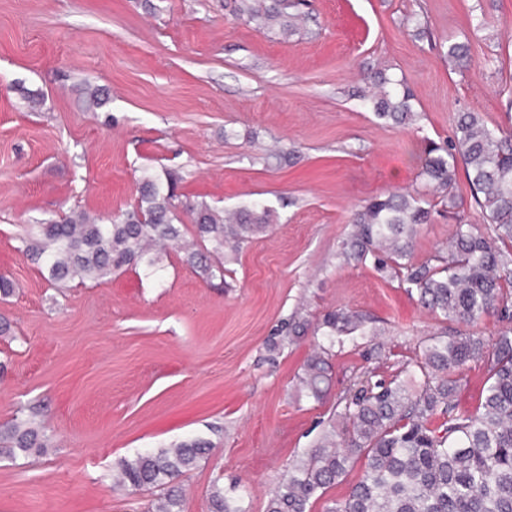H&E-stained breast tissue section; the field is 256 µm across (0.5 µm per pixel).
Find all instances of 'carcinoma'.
I'll list each match as a JSON object with an SVG mask.
<instances>
[{
  "label": "carcinoma",
  "instance_id": "1",
  "mask_svg": "<svg viewBox=\"0 0 512 512\" xmlns=\"http://www.w3.org/2000/svg\"><path fill=\"white\" fill-rule=\"evenodd\" d=\"M298 6V0H238L237 12L286 37L302 20ZM367 79L378 92L363 101L378 118L416 120L413 95L402 81L382 70ZM419 160L421 176L450 204L463 166L484 227L457 224L447 255L435 257L434 265L415 264L413 239L431 209L411 194L390 195L355 213L353 240L343 255L373 258L382 277L408 285L450 327L420 346L413 370L406 371L410 381L373 372L357 380L341 398L338 429L289 466L267 512H308L310 500L359 456L365 459L359 481L325 512H512V134L466 112L458 116L455 138L430 143ZM182 181L176 171L145 168L135 203L112 221L72 210L37 224L18 251L61 288L129 266L153 277L160 270L158 250L166 246L182 248L186 264L205 281H222L228 256L267 230L273 210L260 201L230 212L204 199L185 205ZM184 210L192 217L190 236L180 217ZM491 315L507 326L489 340L475 327ZM315 332L317 351L304 365L300 390L319 401L328 388L327 356L348 343L362 345L371 332L363 314L345 308L326 314ZM472 361L484 363L488 386L476 410L462 412L454 397ZM436 416L442 423L433 427ZM0 440L9 455L49 447L45 426L30 420L1 426ZM210 450L211 443L198 440L139 453L121 462L119 484L135 490L165 485L194 469ZM211 501L214 512H247L216 484Z\"/></svg>",
  "mask_w": 512,
  "mask_h": 512
}]
</instances>
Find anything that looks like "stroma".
Here are the masks:
<instances>
[{
    "instance_id": "obj_1",
    "label": "stroma",
    "mask_w": 512,
    "mask_h": 512,
    "mask_svg": "<svg viewBox=\"0 0 512 512\" xmlns=\"http://www.w3.org/2000/svg\"><path fill=\"white\" fill-rule=\"evenodd\" d=\"M236 0H0V425L48 424L44 453L0 456V512H152L159 489L117 491L122 460L204 440L176 479L181 512H211L213 484H240L266 512L282 473L336 420L368 369L392 376L441 318L372 263L342 260L353 214L394 192L430 201L413 261L446 254L457 222L482 223L465 176L457 218L420 178L418 154L453 140L460 113L512 131V0H301L289 38L238 18ZM469 62H449L450 43ZM404 79L416 122L374 116L368 69ZM107 103L87 109L85 90ZM44 94L30 110L21 89ZM287 162L269 158V150ZM183 176L182 192L227 210L274 209L267 232L206 284L179 248L161 279L127 269L58 289L18 250L31 224L80 207L105 219L135 202L143 168ZM362 313L373 347L331 359L321 401L299 396L312 335L292 320Z\"/></svg>"
}]
</instances>
